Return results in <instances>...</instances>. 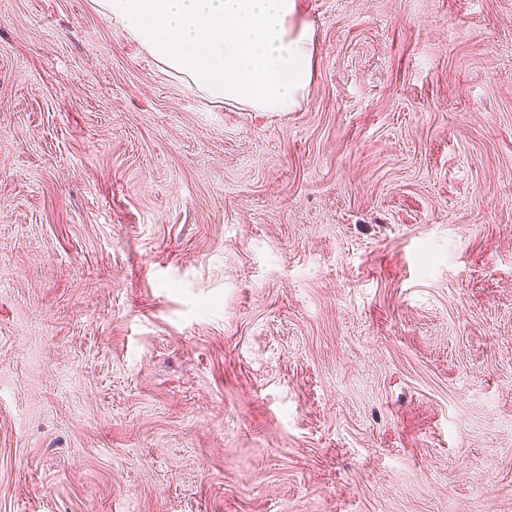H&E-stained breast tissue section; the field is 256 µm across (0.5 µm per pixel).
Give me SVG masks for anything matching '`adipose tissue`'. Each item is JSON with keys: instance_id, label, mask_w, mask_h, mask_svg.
<instances>
[{"instance_id": "adipose-tissue-1", "label": "adipose tissue", "mask_w": 512, "mask_h": 512, "mask_svg": "<svg viewBox=\"0 0 512 512\" xmlns=\"http://www.w3.org/2000/svg\"><path fill=\"white\" fill-rule=\"evenodd\" d=\"M167 69L208 97L290 112L310 81L312 32L295 0H99Z\"/></svg>"}]
</instances>
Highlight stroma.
I'll use <instances>...</instances> for the list:
<instances>
[{
  "label": "stroma",
  "instance_id": "35a3bbf8",
  "mask_svg": "<svg viewBox=\"0 0 512 512\" xmlns=\"http://www.w3.org/2000/svg\"><path fill=\"white\" fill-rule=\"evenodd\" d=\"M297 2L254 112L0 0V512H512V0Z\"/></svg>",
  "mask_w": 512,
  "mask_h": 512
}]
</instances>
